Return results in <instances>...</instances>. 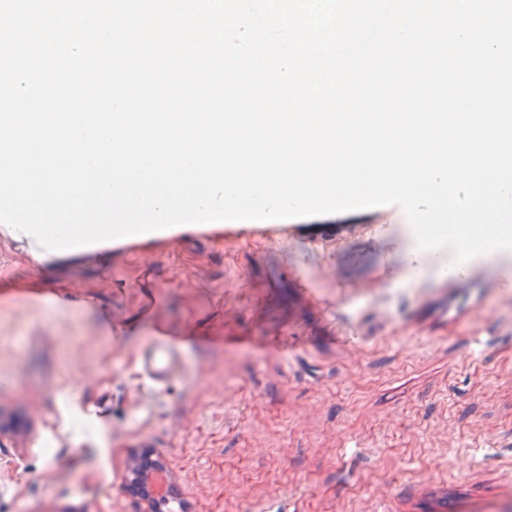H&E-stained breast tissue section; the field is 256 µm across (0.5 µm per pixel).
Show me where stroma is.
<instances>
[{"instance_id":"obj_1","label":"stroma","mask_w":512,"mask_h":512,"mask_svg":"<svg viewBox=\"0 0 512 512\" xmlns=\"http://www.w3.org/2000/svg\"><path fill=\"white\" fill-rule=\"evenodd\" d=\"M394 205L342 243L311 224L192 229L34 262L0 237V512H433L512 496V266L412 273ZM165 334L185 375L131 420ZM161 467L165 466L158 459L152 458L150 453H145L130 468L128 489L147 504L146 512H154L157 499L167 492L166 489L160 491L152 482L154 472Z\"/></svg>"}]
</instances>
